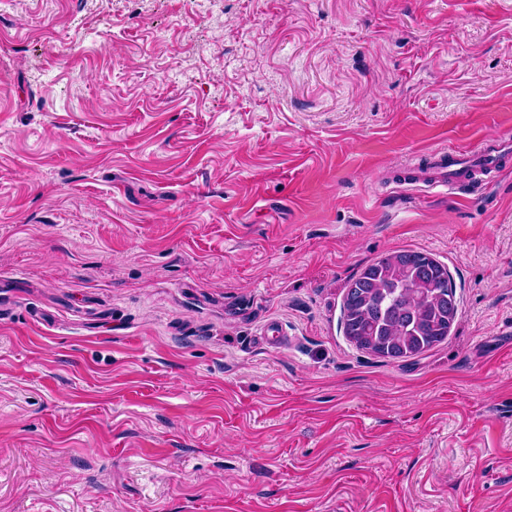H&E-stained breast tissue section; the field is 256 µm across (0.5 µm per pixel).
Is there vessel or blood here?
Listing matches in <instances>:
<instances>
[{"label":"vessel or blood","instance_id":"vessel-or-blood-1","mask_svg":"<svg viewBox=\"0 0 512 512\" xmlns=\"http://www.w3.org/2000/svg\"><path fill=\"white\" fill-rule=\"evenodd\" d=\"M511 153L501 143L480 151L459 148L436 150L429 155V169L424 177L434 188L464 189L472 185L476 172L494 170L500 160Z\"/></svg>","mask_w":512,"mask_h":512}]
</instances>
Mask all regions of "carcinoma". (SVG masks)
<instances>
[{
	"label": "carcinoma",
	"instance_id": "obj_1",
	"mask_svg": "<svg viewBox=\"0 0 512 512\" xmlns=\"http://www.w3.org/2000/svg\"><path fill=\"white\" fill-rule=\"evenodd\" d=\"M458 317L448 267L428 254L398 251L366 265L349 281L341 326L356 349L377 358L418 357L447 341Z\"/></svg>",
	"mask_w": 512,
	"mask_h": 512
}]
</instances>
